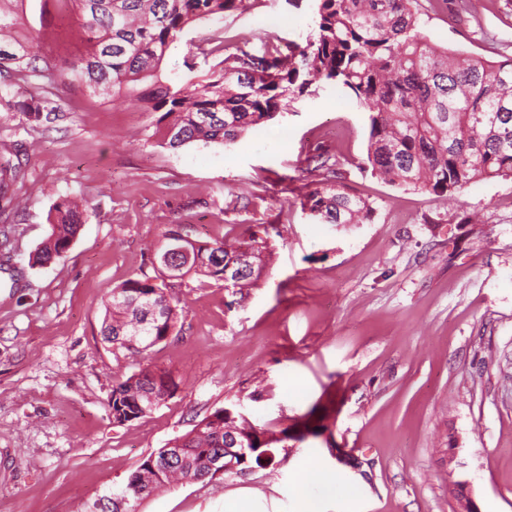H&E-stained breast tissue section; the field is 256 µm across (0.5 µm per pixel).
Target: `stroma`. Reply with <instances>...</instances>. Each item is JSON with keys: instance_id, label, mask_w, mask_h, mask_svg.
<instances>
[{"instance_id": "obj_1", "label": "stroma", "mask_w": 512, "mask_h": 512, "mask_svg": "<svg viewBox=\"0 0 512 512\" xmlns=\"http://www.w3.org/2000/svg\"><path fill=\"white\" fill-rule=\"evenodd\" d=\"M433 44L488 61L512 56V0H419ZM27 31L50 64L82 50L71 0H26ZM313 0H250L225 15L228 38L258 21L304 44ZM53 123L0 108L21 182L0 190V512H84L144 458L223 407L287 431L273 464L167 488L137 512H298L293 484L312 461L336 478L321 512H458L468 483L481 512H512V179L442 201L359 170L367 114L335 84L225 147L159 146L157 113L83 86L42 80ZM335 155L370 220L321 224L306 159ZM64 196L95 216L66 257L36 267L48 215ZM266 231L272 249L245 292L204 276L166 279L155 260L174 228L198 241ZM166 284L182 330L146 356L100 335L104 302L127 279ZM146 362L172 397L114 424L108 397Z\"/></svg>"}]
</instances>
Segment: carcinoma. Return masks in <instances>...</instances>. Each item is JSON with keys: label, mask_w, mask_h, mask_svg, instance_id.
I'll return each mask as SVG.
<instances>
[{"label": "carcinoma", "mask_w": 512, "mask_h": 512, "mask_svg": "<svg viewBox=\"0 0 512 512\" xmlns=\"http://www.w3.org/2000/svg\"><path fill=\"white\" fill-rule=\"evenodd\" d=\"M24 0H0V106L37 120L57 112L51 102L29 94L20 100L13 80L43 77L39 63L47 57L39 42L20 30L19 6ZM85 15L82 40L86 51L69 57L59 76L83 84L90 94L109 101L132 96L138 84L154 86L146 111L158 112L154 135L158 143L177 149L196 142L228 145L248 129L268 122L285 101L313 95L324 81L349 89L368 114L366 158L359 168L389 183L427 191L437 197L463 191L480 180L512 178V57L491 63L461 53L439 50L419 31L416 0H313L314 28L306 44L284 55L263 47L257 53L244 45L224 51V37L208 35L188 42L183 66L190 73L224 52L198 80L181 86L161 81V64L170 46L187 30L244 7L245 0H71ZM17 143L0 138V176L19 177L12 164ZM322 178L308 193L309 210L324 224H361L372 205L342 180L338 162L320 152L310 158ZM94 215L88 203L63 197L49 214L51 232L32 261L44 265L66 257L83 224ZM192 257L180 277L202 275L224 282V270L241 258L251 268L237 287L249 288L266 268L267 242L253 232L229 244L190 245ZM155 294L166 304V318L145 336L161 341L177 327L183 308L148 276L129 278L112 289L105 306L103 340L112 349L140 355L155 341L126 346L117 330L139 323L135 298ZM142 368L112 388V420L124 424L152 413L138 408L135 398L150 382ZM239 430L240 447L258 448L267 432L234 408H219L184 435L175 438L190 466L177 478L192 481L191 465L224 449V428ZM132 472L123 494L134 504L150 496L133 492Z\"/></svg>", "instance_id": "obj_1"}]
</instances>
